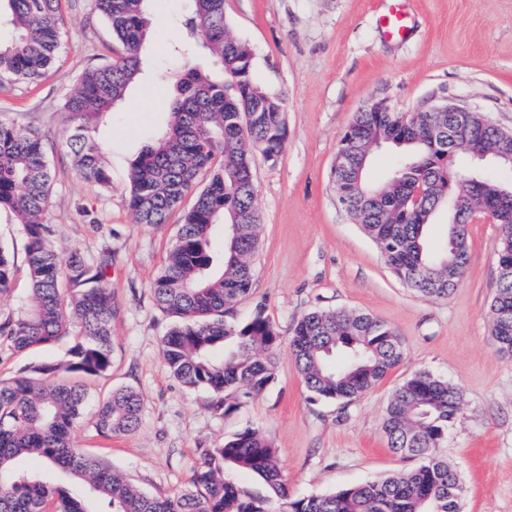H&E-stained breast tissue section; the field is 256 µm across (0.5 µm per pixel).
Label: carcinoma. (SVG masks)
<instances>
[{
	"instance_id": "cac0c4a2",
	"label": "carcinoma",
	"mask_w": 512,
	"mask_h": 512,
	"mask_svg": "<svg viewBox=\"0 0 512 512\" xmlns=\"http://www.w3.org/2000/svg\"><path fill=\"white\" fill-rule=\"evenodd\" d=\"M61 0H0V25L11 39L0 43V84L34 82L55 63L61 45ZM148 0H93L121 44L119 59L85 71L66 98L70 127L66 144L78 173L103 188L112 175L92 132L98 118L122 100L143 71L149 26ZM181 50L202 46L211 72H180L168 103L165 132L145 145L129 173L128 204L140 224H163L186 194H195L151 291L171 319L161 353L173 378L209 390L211 407L230 412L264 392L275 379L279 328L259 309L247 322L234 319L235 305L252 290L253 250L261 215L256 185L237 175L253 169V156L274 161L288 136L282 100L255 80L251 47L226 30L224 0H188L180 21ZM230 77L225 82L224 77ZM388 112H358L356 146L367 154L385 145L403 149L395 169L380 183L366 170L334 181L338 203L385 252L393 274L423 296L446 298L469 263L468 222L474 206L494 214L499 226L501 269L490 303L492 336L512 342V208L501 192L508 185L479 173L477 155L495 149L512 155V137L477 120V113L421 112L409 126ZM465 165L454 170L451 157ZM49 147L41 134L0 120V213L23 228L31 283L26 310L0 318V340L14 351L50 345L77 332L79 341L63 363L24 369L0 380V512H460V483L440 454L458 409L457 389L417 372L392 393L383 430L397 454L420 464L407 472L322 496L291 500L278 451L258 430L245 428L204 450L192 477L194 489L157 497L137 489L93 456L74 448L73 432L87 393L67 375L99 376L112 365V249L90 260L78 251L62 255L53 225L44 220L50 204ZM448 211L445 245L433 251L427 227ZM224 225L222 260L210 241ZM13 263L0 245V294L9 291ZM289 350L307 389L318 399L351 403L404 359V342L389 324L347 309L312 310L292 325ZM141 395L132 387L112 391L98 410L96 431L127 434L142 421ZM36 457L68 473L83 490L28 477L14 469L20 457ZM245 471L269 490L246 498L224 473Z\"/></svg>"
}]
</instances>
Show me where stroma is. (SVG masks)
I'll list each match as a JSON object with an SVG mask.
<instances>
[{
	"instance_id": "1",
	"label": "stroma",
	"mask_w": 512,
	"mask_h": 512,
	"mask_svg": "<svg viewBox=\"0 0 512 512\" xmlns=\"http://www.w3.org/2000/svg\"><path fill=\"white\" fill-rule=\"evenodd\" d=\"M150 5L144 70L95 133L111 189L80 176L64 144L65 97L84 71L121 53L91 0H61V48L45 78L0 89V119L36 129L54 145L45 219L59 251L95 257L112 249V366L84 381L89 401L75 427L76 449L148 494L175 496L191 489L203 449L251 427L277 448L291 499L320 496L417 466L389 448L382 422L394 388L427 371L460 390L441 454L460 476L461 512H512V356L497 352L489 320L497 225L469 224L468 273L448 298L421 296L394 276L340 207L332 176L341 137L371 103L412 112L448 101L512 130V0H410L412 23L402 39L387 38L379 24L386 0H224L229 34L251 47L255 80L283 100L288 126L277 160L254 158L262 230L253 290L236 306L237 320H249L260 305L284 333L304 312L353 309L388 323L405 344L403 362L350 404L313 398L281 347L271 387L225 414L211 409L209 393L169 374L161 355L168 319L150 289L193 198L158 225L137 223L127 202L133 160L167 126L173 75L206 62L205 49L183 55L171 48L184 0ZM0 244L14 251L16 264L0 312L17 314L30 284L22 227L6 213ZM73 343L69 337L23 353L0 344V380L66 360ZM123 386L142 396V423L126 435L101 436L98 405Z\"/></svg>"
}]
</instances>
